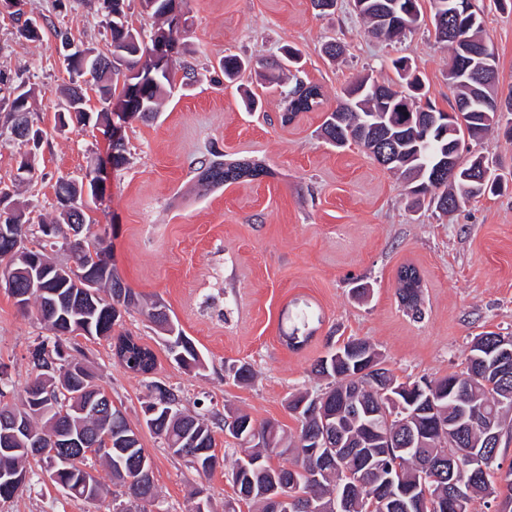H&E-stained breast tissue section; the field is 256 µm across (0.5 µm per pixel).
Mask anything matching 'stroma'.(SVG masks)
Wrapping results in <instances>:
<instances>
[{
	"instance_id": "35a3bbf8",
	"label": "stroma",
	"mask_w": 512,
	"mask_h": 512,
	"mask_svg": "<svg viewBox=\"0 0 512 512\" xmlns=\"http://www.w3.org/2000/svg\"><path fill=\"white\" fill-rule=\"evenodd\" d=\"M475 4L484 10L497 55L498 92L512 95V12L496 9L493 0ZM420 5L421 26L388 43L368 34L350 0L321 15L310 0H182L188 26L175 59L192 66L195 78L173 90L157 119L123 125L127 162L119 168L108 166L111 142L98 129H54L59 89L68 81L55 33L68 31L76 42L105 50L96 0H26L25 11L44 23L35 42L19 37L11 17L0 14V71L32 89L35 116L47 133L36 156L37 177L20 187L21 199L35 212L54 214L57 178L104 163L103 197L90 213L96 229H107L124 281L162 299L205 362L196 375L171 363L161 337L134 310L123 328L155 353L153 374L126 371L106 341L80 339L85 364L131 422L140 420L161 383L181 389L186 407L199 399L210 410H241L293 431L289 396L321 392L325 383L313 363L349 339L370 341L386 367L407 381L462 370L473 336L512 334V138L497 131L476 147L508 179V189L441 216L412 201L361 147L339 150L320 135L325 113L357 75L398 84L391 65L398 57L411 62L432 104L451 111L449 51L435 38L430 0ZM328 41L344 45L341 58L322 54ZM285 45L301 51L307 78L325 94L319 110L286 126L280 96L253 72L228 84L215 67L227 54L271 58ZM249 94L260 98L259 111L244 109ZM216 150L262 159L270 173L201 189L195 170ZM405 264L423 279L418 320L396 296L397 271ZM358 283L369 285L366 299L352 295ZM305 306L319 312L321 322L292 350L281 334ZM48 335L35 310L21 311L0 289V384L22 390L32 376L31 353ZM228 361L251 364L254 381L235 384L224 374ZM141 439L153 461L157 498L139 503L140 512H190L199 491L212 512H224L233 495L226 470L197 474L149 430ZM0 512H112V503L70 497L38 474L0 503Z\"/></svg>"
}]
</instances>
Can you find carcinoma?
Listing matches in <instances>:
<instances>
[{
  "label": "carcinoma",
  "mask_w": 512,
  "mask_h": 512,
  "mask_svg": "<svg viewBox=\"0 0 512 512\" xmlns=\"http://www.w3.org/2000/svg\"><path fill=\"white\" fill-rule=\"evenodd\" d=\"M99 10L105 17L106 30L109 32V48L101 52L93 47L76 48L64 54L63 63L68 74V83L61 90L62 101L59 111L66 114L67 123L81 126H94L108 134L111 123L110 104L129 97V78L127 72L151 65L149 50L156 35H161L170 44L178 40L179 27L172 25L165 15L164 0H144L152 3L151 33L149 39L141 38L140 33L129 26L126 20L125 0H98ZM367 7L360 18L371 29L378 24V18L384 12L383 6L388 0H366ZM12 17L18 24L17 32L24 38L36 37L41 31L37 19L27 15L23 9L16 10ZM422 18L419 0H399L396 24L389 40H399L415 30ZM466 23L465 34L475 40L483 41L484 17L474 9L462 18ZM301 53L297 49L287 48L279 61L259 73L265 87L276 90L284 102L280 115L281 123L287 125L301 112H310L323 103L321 87L306 78L300 65ZM218 66L225 80L232 82L239 74L251 66V61L236 55L222 57ZM399 78L408 88V95L417 99L426 97L420 78L409 80L404 75L408 68L406 58L393 61ZM175 76L160 74L150 88L143 107L131 112V118L150 121L155 118L169 97ZM92 83L102 107L97 110L88 108L83 85ZM374 80L363 76L353 81L336 102L334 111L325 113L320 126L321 136L330 145L339 148L340 134L336 132V114H341L346 127L356 135V144L366 152H371L369 135L363 133L367 118L377 111L385 117L390 137L395 139L408 160V168L400 173L407 180L416 175L419 180L413 186L427 182L442 156L448 151V145L480 143L488 134L500 127L502 117L483 120L475 112H463L457 116L455 126L447 130L438 124L428 135L420 140L416 125L408 123L406 115L389 108V104L370 95L369 87ZM32 91L22 84L14 83V78L0 72V111L10 118L15 112L32 114ZM39 145L20 155L18 169L12 184L31 181L35 176V156ZM199 180L207 186L237 183L244 179L254 180L269 175V170L261 160L255 159H215L201 163ZM93 171L88 170L86 183L68 185L60 177L56 183V192L73 190V193H86L87 199H96ZM501 190V180L493 177L483 185L463 181L459 178L443 180L431 195L418 192L416 201L425 198L441 214L452 213L470 200L486 194H495ZM8 204L11 208L0 209V247L5 236L13 233L16 225L25 227L20 249L22 255L31 259L28 264L18 261L14 267L23 265L37 271L33 260L48 258L49 252L63 249L68 252L70 263L59 270L43 272V279L35 284L28 282V276L21 274L16 280L21 283V291L28 294L27 305H33L37 311H46L59 304L54 322L48 325L55 340L52 349L41 342L32 352V370L34 377L26 385L20 398L13 403H3L7 391L0 387V416L18 415L26 420L37 435L51 436L58 427L71 431L78 438H85L98 447L106 445V436L112 437V449L104 452L102 459L106 463L112 484H102V497L111 494V487L125 489V493L135 500L150 501L156 499L154 480L137 478V466L145 454L142 445L134 448L117 446L124 437L135 435L136 426L123 416H115L106 409L94 416L84 412L85 397H68L60 391V386L70 379V363H82V360L70 356L71 362H62V340L69 339L67 332L87 326L95 340L113 341V356L125 369L147 374L156 367V356L147 346L135 337L119 331L121 321L114 319V288L126 289L130 302L125 311L137 310L144 314L156 331L166 342V351L170 359L186 371H200L204 368L203 358L192 339L184 334L177 320L173 319L167 306L160 300H148L134 291L120 276L112 256V245L108 237L100 232L92 233V222L83 216L86 233L80 242L72 245L67 241L66 229L70 226V213L57 209V215L51 221L31 217L29 204L21 201L17 193H12ZM397 295L407 314L414 319L422 317L421 306L423 281L417 268L411 264L400 267L397 275ZM317 315L305 308L295 316L293 328L284 332L283 342L288 347H296L300 339H308L314 333L309 325ZM501 334L485 332L473 337L466 356V370L453 372L436 379H419L413 382H399L389 369L383 366L381 354L367 340L350 339L339 348L345 358H336L332 352L317 359L312 372L325 380L327 387L324 395L340 405L351 403L350 388L355 383L362 385L365 402L372 401L376 394L377 377L395 382L396 386L409 389L412 395L411 410L419 412L416 427L424 438L426 446L402 453L396 449L377 447L378 435L365 429L363 414H352L347 418L344 428V440L360 439L364 448L353 454L338 456L333 448L327 452L335 455L334 463L321 471H315L314 464L299 451V443L317 437L323 433L321 417L296 415V403L305 398V394L292 395L288 400V411L300 424L296 436L289 437L277 423L266 421L258 423L247 413L234 412L223 415L219 412L196 413L186 409L183 397L173 388H166L167 398L174 402L172 414L164 417V412L154 416L157 421L153 433L163 440L169 452L198 474L208 476L214 467H206V462L215 457V430H224L226 420L233 419L247 427L257 429L259 438L248 445L235 449L239 457L231 467V482L237 501L253 506L257 512H270L267 493L273 486H285L298 498L299 502L314 501L321 507L319 512H336V504L345 490L353 494L352 512H366L373 497L381 493L387 476L395 475L398 484L404 490L419 489V493H428L429 504H423L416 512H477L475 503L482 499L484 503H496L502 490L512 494V464L503 481L506 485H496L489 481L490 469L504 454L502 448L485 446L480 428L454 430L452 427L438 428L432 424L435 417L443 421L455 420L461 406L467 402L484 409L488 415L508 417L512 415V375L500 376L493 369L489 351L498 343ZM225 371L233 374V381L248 384L254 378V372L248 363H231ZM251 457H263L268 460L265 467H241V454ZM286 456L289 464L269 463L272 457ZM35 460L44 464L48 458L35 454L34 444L25 440L16 442L8 448L0 447V502L13 499L30 481V472L26 464Z\"/></svg>",
  "instance_id": "cac0c4a2"
}]
</instances>
